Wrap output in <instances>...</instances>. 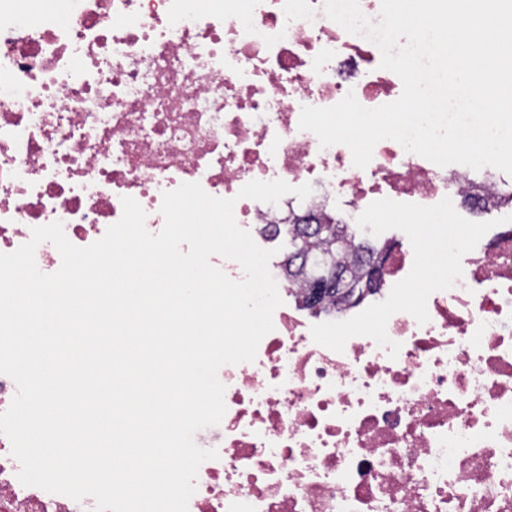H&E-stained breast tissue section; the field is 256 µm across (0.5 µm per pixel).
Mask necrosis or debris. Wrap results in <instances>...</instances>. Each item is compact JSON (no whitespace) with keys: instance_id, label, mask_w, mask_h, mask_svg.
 <instances>
[{"instance_id":"obj_1","label":"necrosis or debris","mask_w":512,"mask_h":512,"mask_svg":"<svg viewBox=\"0 0 512 512\" xmlns=\"http://www.w3.org/2000/svg\"><path fill=\"white\" fill-rule=\"evenodd\" d=\"M366 37L323 0H61L53 10L0 0V253L62 222L86 247L122 216V197L164 226V192L196 182L235 198L252 237L277 224L350 219L377 200L443 198L475 218L510 209L505 174L438 166L385 139L366 168L341 144L300 129L302 107L354 93L396 100L402 82ZM311 184L306 199L239 198L248 182ZM385 259L363 301L318 312L277 263L282 306L254 361L225 365L226 413L195 435L201 464L188 512H512V222L462 258V275L427 300L429 320L393 314L389 358L368 337L343 352L312 325L384 301L413 263L408 239L354 238ZM0 434V512H95V501L22 485Z\"/></svg>"}]
</instances>
